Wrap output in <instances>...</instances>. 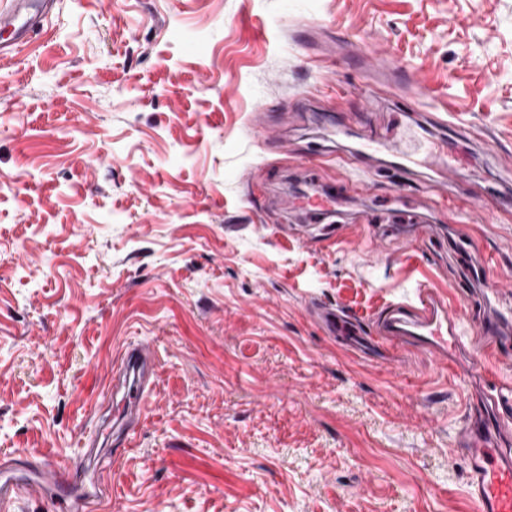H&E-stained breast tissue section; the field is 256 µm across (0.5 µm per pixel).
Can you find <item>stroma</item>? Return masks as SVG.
Listing matches in <instances>:
<instances>
[{
    "label": "stroma",
    "mask_w": 512,
    "mask_h": 512,
    "mask_svg": "<svg viewBox=\"0 0 512 512\" xmlns=\"http://www.w3.org/2000/svg\"><path fill=\"white\" fill-rule=\"evenodd\" d=\"M511 277L512 0H56L0 58V455L119 448L145 343L114 512H472L455 367L313 309L475 328ZM320 319L322 324L332 335H336V331L347 335L342 337L353 348L357 347L360 343L374 342L372 336H362L365 333L361 329H358L357 331L351 330L347 326V322L344 317L340 313L336 312L335 309L327 307L323 308L320 313ZM117 366V370L113 369V379L117 393L122 392V412L113 417L112 429L127 430V421L145 403L149 380L155 373V362L148 346L138 344L127 348ZM124 445L126 450L134 446V436L128 430Z\"/></svg>",
    "instance_id": "obj_1"
}]
</instances>
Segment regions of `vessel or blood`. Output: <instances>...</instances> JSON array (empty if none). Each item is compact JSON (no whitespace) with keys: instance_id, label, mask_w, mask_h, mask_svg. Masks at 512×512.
Returning <instances> with one entry per match:
<instances>
[{"instance_id":"vessel-or-blood-1","label":"vessel or blood","mask_w":512,"mask_h":512,"mask_svg":"<svg viewBox=\"0 0 512 512\" xmlns=\"http://www.w3.org/2000/svg\"><path fill=\"white\" fill-rule=\"evenodd\" d=\"M53 6L54 0H10L8 8H0V55L19 54L30 32ZM320 319L327 330L344 334L350 346L363 343L361 331L349 329L335 309L323 308ZM376 332L390 346L410 347L443 363L474 356L458 306L425 289L417 302L391 304L379 317ZM479 333L484 346H501L512 334V319L485 322ZM154 373L155 362L147 345L131 346L123 353L113 372L115 387L122 394V411L113 418V428H126L133 413L140 411ZM478 404V411L468 415L455 439L467 463V494L475 512H512V395L494 386L481 393ZM91 458V453H83L80 463L73 465L42 455L30 479L0 464V512H11L18 500L35 491L52 492L57 505L70 512L81 498L85 464Z\"/></svg>"}]
</instances>
